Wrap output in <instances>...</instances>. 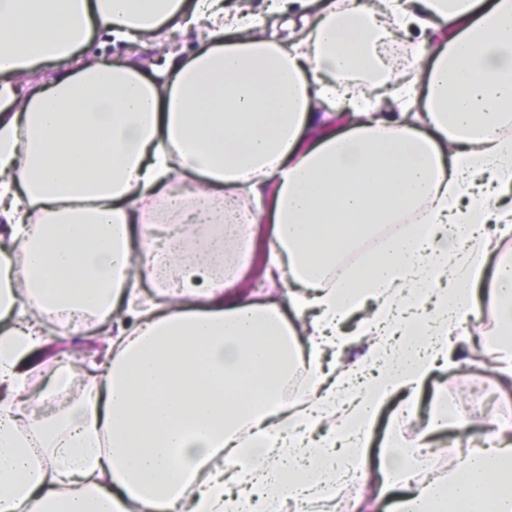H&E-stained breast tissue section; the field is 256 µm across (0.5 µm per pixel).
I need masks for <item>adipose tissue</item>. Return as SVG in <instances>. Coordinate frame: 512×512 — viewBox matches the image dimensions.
I'll use <instances>...</instances> for the list:
<instances>
[{
  "label": "adipose tissue",
  "mask_w": 512,
  "mask_h": 512,
  "mask_svg": "<svg viewBox=\"0 0 512 512\" xmlns=\"http://www.w3.org/2000/svg\"><path fill=\"white\" fill-rule=\"evenodd\" d=\"M294 2L0 0V512H267L331 500L346 479L352 512H512L511 424L461 430L440 480L413 446H372L384 406L402 395L413 413L435 373L512 380V339L476 354L466 328L483 297L512 330V265L484 281L492 237L512 234V0H318L286 37L263 34ZM96 28L131 47L191 31L202 47L167 51L154 80L85 59ZM392 42L407 49L401 83ZM43 63L63 71L26 90ZM242 192L255 212L224 208ZM170 199L192 249L132 264L135 225ZM410 214L417 227L376 238ZM260 217L266 278L305 340L238 275L196 285L234 225ZM168 264L182 288L141 300ZM33 302L120 340L82 374L59 359L44 398L83 393L39 418L24 385L43 341ZM299 370L301 408L279 398ZM332 418L340 442L312 447Z\"/></svg>",
  "instance_id": "adipose-tissue-1"
}]
</instances>
